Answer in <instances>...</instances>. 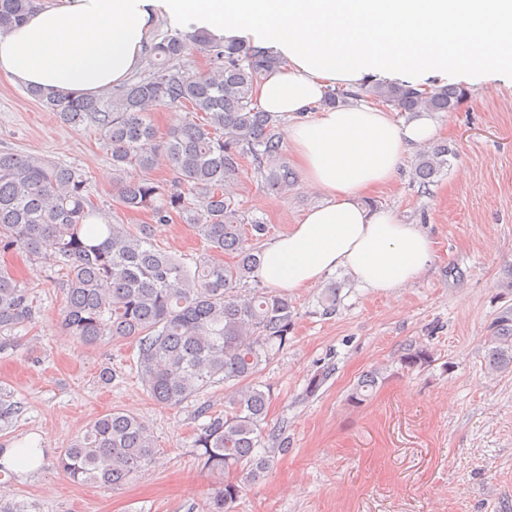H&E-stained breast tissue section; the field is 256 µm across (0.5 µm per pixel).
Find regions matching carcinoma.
<instances>
[{
    "mask_svg": "<svg viewBox=\"0 0 512 512\" xmlns=\"http://www.w3.org/2000/svg\"><path fill=\"white\" fill-rule=\"evenodd\" d=\"M31 0H0V31L23 21ZM209 58L192 74V49ZM144 72L97 95L69 91L27 94L61 123L92 130L112 160L117 209L144 211L157 224L175 218L191 225L206 245L190 266L154 245L151 225L136 228L108 221L89 194L87 179L73 167L45 157L0 151V253L16 248L65 278L62 326L85 345L134 339L142 384L161 404L178 406L224 382V412L202 406L206 418L195 439L203 468L219 480L208 512H233L245 490L242 475L268 471L269 391L260 377L288 345L294 309L288 298L260 286L256 275L267 225L240 207L235 186L250 166L267 190L294 191L298 178L284 150L286 118L257 104L256 85L286 61L242 41H220L205 32L167 31L145 47ZM467 91L454 85L366 80L354 91L330 92L322 105L350 100L398 112H454ZM177 111L165 141L154 144L152 114ZM453 150L437 143L421 151L413 172L429 183L448 166ZM173 177H152L159 159ZM232 256V261L219 259ZM34 319L27 288L0 266V335ZM489 369H512V310L493 323L486 346ZM409 371L434 362L425 345L399 355ZM375 367L358 380L349 400L361 405L384 379ZM154 445L146 426L125 410L98 417L58 457L77 483L113 489L148 466Z\"/></svg>",
    "mask_w": 512,
    "mask_h": 512,
    "instance_id": "cac0c4a2",
    "label": "carcinoma"
}]
</instances>
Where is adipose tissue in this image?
Returning <instances> with one entry per match:
<instances>
[{
	"instance_id": "1",
	"label": "adipose tissue",
	"mask_w": 512,
	"mask_h": 512,
	"mask_svg": "<svg viewBox=\"0 0 512 512\" xmlns=\"http://www.w3.org/2000/svg\"><path fill=\"white\" fill-rule=\"evenodd\" d=\"M249 39L278 53L257 97L288 117V142L325 203L264 249L266 285L309 288L345 269L393 293L433 263L435 244L416 225L367 209L414 146L437 137L426 115L404 123L381 108H320L328 88L366 76L512 71V0H32L25 21L0 33V75L47 91L93 95L138 70L159 22Z\"/></svg>"
}]
</instances>
